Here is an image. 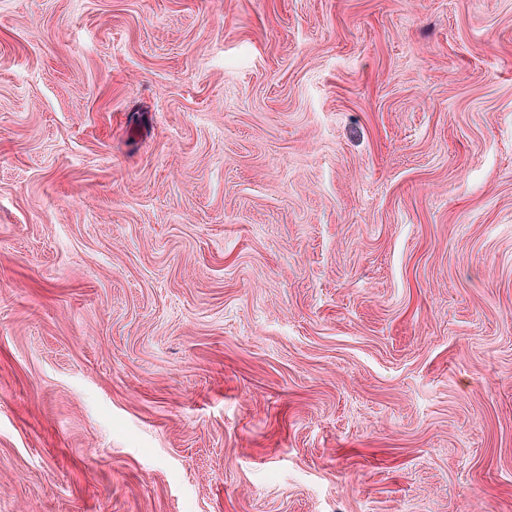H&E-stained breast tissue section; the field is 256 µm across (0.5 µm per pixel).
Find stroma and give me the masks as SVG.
<instances>
[{
	"instance_id": "stroma-1",
	"label": "stroma",
	"mask_w": 512,
	"mask_h": 512,
	"mask_svg": "<svg viewBox=\"0 0 512 512\" xmlns=\"http://www.w3.org/2000/svg\"><path fill=\"white\" fill-rule=\"evenodd\" d=\"M0 512H512V0H0Z\"/></svg>"
}]
</instances>
